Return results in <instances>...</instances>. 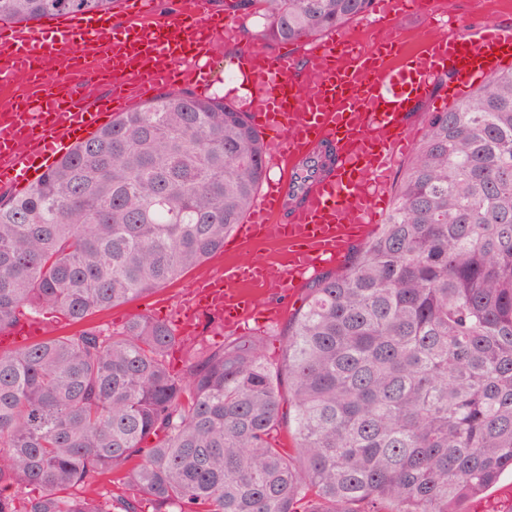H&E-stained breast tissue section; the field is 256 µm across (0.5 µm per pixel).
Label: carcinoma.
<instances>
[{
  "instance_id": "cac0c4a2",
  "label": "carcinoma",
  "mask_w": 512,
  "mask_h": 512,
  "mask_svg": "<svg viewBox=\"0 0 512 512\" xmlns=\"http://www.w3.org/2000/svg\"><path fill=\"white\" fill-rule=\"evenodd\" d=\"M113 2L0 0V23ZM236 2L292 44L373 0ZM267 152L246 113L171 91L0 195V335L80 326L0 353V512H138L93 488L107 473L154 512H464L512 471V68L428 113L393 207L313 281L279 366L239 336L178 374L170 323L93 322L223 250Z\"/></svg>"
}]
</instances>
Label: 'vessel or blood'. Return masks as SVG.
Instances as JSON below:
<instances>
[{
    "mask_svg": "<svg viewBox=\"0 0 512 512\" xmlns=\"http://www.w3.org/2000/svg\"><path fill=\"white\" fill-rule=\"evenodd\" d=\"M137 7L121 28L108 13L67 15L50 24L0 29V90L23 75L34 84L15 111L0 115V182L33 186L75 142L102 129L111 115L163 90L212 85L214 39L224 17L207 0L192 15L177 11L152 23L155 0ZM445 13L438 35L407 39L399 26L410 9ZM363 42L340 38L311 47L304 58L283 53L257 61L243 50L236 67L254 95L252 124L269 137L267 164L287 166L271 180L234 235L245 245L273 242L281 259L240 262L201 279L181 302L175 332L197 333L200 315L235 329L256 306L267 323L288 312L284 302L259 304V294L296 296L327 266H340L354 241L370 234L389 199L390 176L411 147L407 114L434 81L451 76L454 93L499 72L512 60V29L486 19L473 26L449 14L445 0H378ZM93 50L76 69H38L51 57ZM323 145L335 157L328 173L302 181L303 166ZM296 203H288L290 191Z\"/></svg>",
    "mask_w": 512,
    "mask_h": 512,
    "instance_id": "1",
    "label": "vessel or blood"
}]
</instances>
